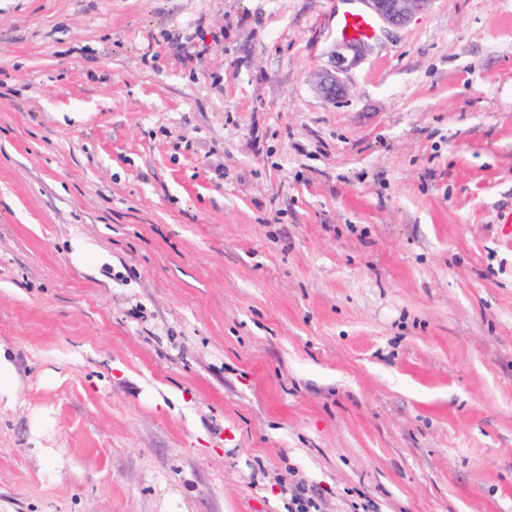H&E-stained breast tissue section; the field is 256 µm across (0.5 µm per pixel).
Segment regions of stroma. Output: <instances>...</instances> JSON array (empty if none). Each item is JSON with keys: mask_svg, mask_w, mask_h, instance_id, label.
Listing matches in <instances>:
<instances>
[{"mask_svg": "<svg viewBox=\"0 0 512 512\" xmlns=\"http://www.w3.org/2000/svg\"><path fill=\"white\" fill-rule=\"evenodd\" d=\"M341 2L0 0V512H512V0ZM367 8L384 23L393 27L404 26L412 14L429 0H362ZM352 29V32H348ZM374 29V19L362 12L349 11L340 17V32L345 37H359L371 33ZM316 90L327 101H336L346 94V85L336 71H323L317 76ZM294 471H289L288 475L294 477ZM285 478L283 481V492L289 494L287 512H322L320 504L311 497H306L305 487L302 482H293V479Z\"/></svg>", "mask_w": 512, "mask_h": 512, "instance_id": "35a3bbf8", "label": "stroma"}]
</instances>
